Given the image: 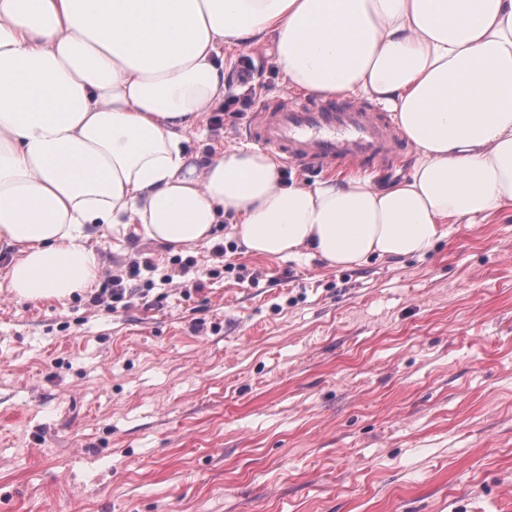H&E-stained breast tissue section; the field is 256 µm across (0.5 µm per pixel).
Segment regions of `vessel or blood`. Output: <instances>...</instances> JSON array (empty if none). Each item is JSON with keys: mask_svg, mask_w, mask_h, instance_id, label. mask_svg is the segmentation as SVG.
<instances>
[{"mask_svg": "<svg viewBox=\"0 0 512 512\" xmlns=\"http://www.w3.org/2000/svg\"><path fill=\"white\" fill-rule=\"evenodd\" d=\"M244 136L287 162L325 170L367 171L405 150L384 113L353 103L314 109L298 97L252 113Z\"/></svg>", "mask_w": 512, "mask_h": 512, "instance_id": "vessel-or-blood-1", "label": "vessel or blood"}]
</instances>
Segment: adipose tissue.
Instances as JSON below:
<instances>
[{"label":"adipose tissue","instance_id":"obj_1","mask_svg":"<svg viewBox=\"0 0 512 512\" xmlns=\"http://www.w3.org/2000/svg\"><path fill=\"white\" fill-rule=\"evenodd\" d=\"M272 40L289 88L375 99L408 177L306 186L249 147L188 155L229 72ZM512 206V0H0V246L18 300L66 302L101 262L89 231L172 247L229 223L266 257L327 266L428 252L443 225Z\"/></svg>","mask_w":512,"mask_h":512}]
</instances>
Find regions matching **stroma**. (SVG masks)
Segmentation results:
<instances>
[{
  "mask_svg": "<svg viewBox=\"0 0 512 512\" xmlns=\"http://www.w3.org/2000/svg\"><path fill=\"white\" fill-rule=\"evenodd\" d=\"M187 145L244 142L289 93L265 41ZM421 257L330 267L311 251L176 252L92 231L103 268L151 258L152 305L21 302L0 289V512H512V206Z\"/></svg>",
  "mask_w": 512,
  "mask_h": 512,
  "instance_id": "stroma-1",
  "label": "stroma"
}]
</instances>
